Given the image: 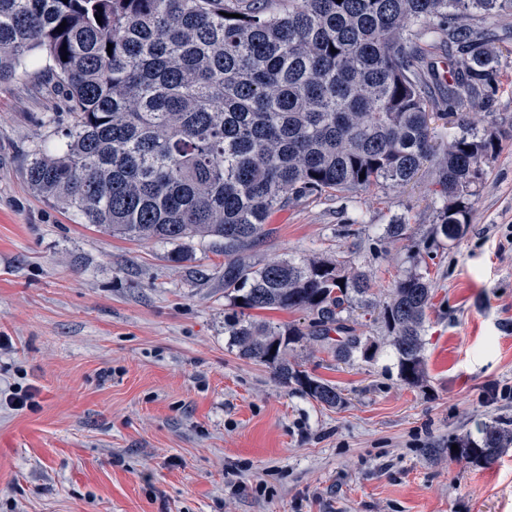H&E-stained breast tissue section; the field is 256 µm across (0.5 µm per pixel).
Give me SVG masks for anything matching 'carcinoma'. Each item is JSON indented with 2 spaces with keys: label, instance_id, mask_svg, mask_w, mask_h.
Wrapping results in <instances>:
<instances>
[{
  "label": "carcinoma",
  "instance_id": "1",
  "mask_svg": "<svg viewBox=\"0 0 512 512\" xmlns=\"http://www.w3.org/2000/svg\"><path fill=\"white\" fill-rule=\"evenodd\" d=\"M511 14L512 0H0V82L42 50L70 103L63 144L29 160L35 193L114 235L223 243L224 293L237 308L230 346L336 408L344 402L336 385L288 352L326 339L334 325L344 334L337 356L371 360L377 345L347 322L356 307L376 309L400 379L420 385L432 299L421 244L407 249L410 267L380 306L370 275L351 260L251 269L235 256L295 201L399 187L431 160L434 239L462 238L482 161L495 154L501 126H512V116L494 112L481 129L470 122L488 106L501 66L488 24ZM428 42L448 48L446 84ZM449 115L454 131L439 150L431 124ZM383 238L410 240V225L388 224ZM261 310L317 320L305 332L255 319ZM453 444V457L490 466L512 446V419Z\"/></svg>",
  "mask_w": 512,
  "mask_h": 512
}]
</instances>
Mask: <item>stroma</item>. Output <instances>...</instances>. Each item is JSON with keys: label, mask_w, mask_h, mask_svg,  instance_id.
Segmentation results:
<instances>
[{"label": "stroma", "mask_w": 512, "mask_h": 512, "mask_svg": "<svg viewBox=\"0 0 512 512\" xmlns=\"http://www.w3.org/2000/svg\"><path fill=\"white\" fill-rule=\"evenodd\" d=\"M492 28L505 54L490 109L512 115V16ZM51 66L39 53L0 83V512H512V447L487 468L448 453L512 419V137L455 244L430 242L425 166L402 187L276 211L240 252L255 268L352 259L382 302L407 255L385 225L404 218L427 243L424 383L400 381L382 323L357 312L374 359L338 360L333 337L294 352L343 391L329 409L229 346L223 244L130 240L31 190V154L72 124ZM20 388L37 412L6 407Z\"/></svg>", "instance_id": "obj_1"}]
</instances>
